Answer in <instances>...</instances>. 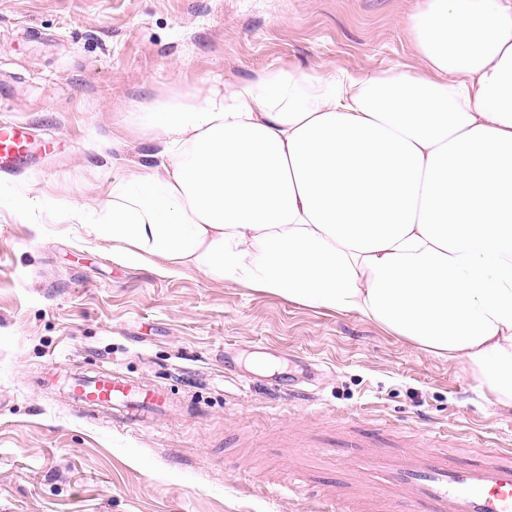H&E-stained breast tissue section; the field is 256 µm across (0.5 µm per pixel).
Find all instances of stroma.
<instances>
[{"label":"stroma","instance_id":"obj_1","mask_svg":"<svg viewBox=\"0 0 512 512\" xmlns=\"http://www.w3.org/2000/svg\"><path fill=\"white\" fill-rule=\"evenodd\" d=\"M423 3L0 0V116L61 144L0 172V512H349L315 497L349 430L471 459L512 448V411L463 367L351 313L127 264L66 219L113 167L160 151L126 129L128 101L271 64L414 66L404 21ZM73 368L180 402L146 426L80 415L48 382ZM292 436L300 457L329 452L315 493L287 487Z\"/></svg>","mask_w":512,"mask_h":512}]
</instances>
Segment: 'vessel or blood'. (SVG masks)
<instances>
[{"instance_id": "obj_1", "label": "vessel or blood", "mask_w": 512, "mask_h": 512, "mask_svg": "<svg viewBox=\"0 0 512 512\" xmlns=\"http://www.w3.org/2000/svg\"><path fill=\"white\" fill-rule=\"evenodd\" d=\"M43 147L29 126L0 118V170L26 168ZM66 385L73 411L107 412L120 426L145 422L177 401L165 387L138 384L107 369L72 374ZM335 492L343 499L368 501L375 512L397 497L412 503L413 512H512V448L492 450L466 464L440 447H374L352 436Z\"/></svg>"}]
</instances>
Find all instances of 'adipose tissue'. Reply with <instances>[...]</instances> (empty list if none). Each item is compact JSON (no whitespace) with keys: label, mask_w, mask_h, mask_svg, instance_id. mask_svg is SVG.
Here are the masks:
<instances>
[{"label":"adipose tissue","mask_w":512,"mask_h":512,"mask_svg":"<svg viewBox=\"0 0 512 512\" xmlns=\"http://www.w3.org/2000/svg\"><path fill=\"white\" fill-rule=\"evenodd\" d=\"M420 67H266L132 102L161 140L67 219L131 264L353 313L512 410V0H425Z\"/></svg>","instance_id":"ef3b65f1"}]
</instances>
